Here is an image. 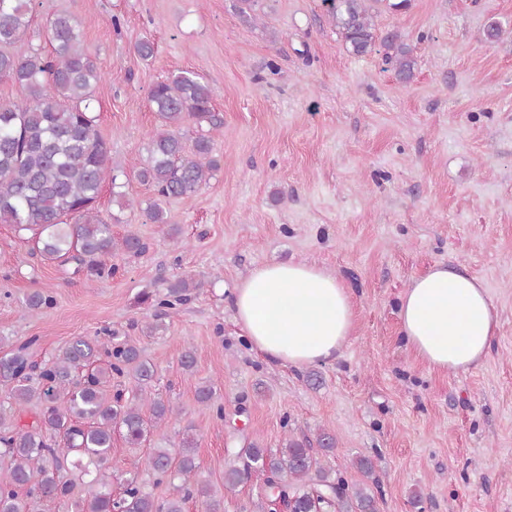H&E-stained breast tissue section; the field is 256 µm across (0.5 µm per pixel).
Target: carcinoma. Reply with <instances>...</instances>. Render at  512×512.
Returning a JSON list of instances; mask_svg holds the SVG:
<instances>
[{"instance_id": "carcinoma-1", "label": "carcinoma", "mask_w": 512, "mask_h": 512, "mask_svg": "<svg viewBox=\"0 0 512 512\" xmlns=\"http://www.w3.org/2000/svg\"><path fill=\"white\" fill-rule=\"evenodd\" d=\"M33 0H0V77L27 92L21 104H0V224L36 232L34 249L45 260L73 261L74 273L93 282L112 275V254L138 256L147 249L132 233L112 234V223L94 213L105 182L118 187L119 165L95 129L94 88L102 78L97 59L84 47L73 18L56 14L49 23L52 51L43 55L22 43L32 21ZM336 30L354 56L373 52L393 66L397 80L409 84L416 70L410 46L396 31L377 34L374 9L383 2L399 11L409 0H328ZM149 101L159 127L149 139L146 163L132 177L152 192L144 209L154 224L166 223L164 204L197 195L219 168L209 131L222 125L212 111L213 88L191 71L156 83ZM74 219L69 224L66 218ZM202 286L178 279L164 297L143 293L138 304L164 315ZM28 310L48 308L53 296L36 291ZM23 345L0 357V466L9 481L0 485V512H37L44 499L67 502L73 480L89 476L87 495L74 512H185L198 498L203 512H224V498L201 478L192 440L155 448L149 466L156 482L172 484L157 499L136 477L112 495V433L119 429L129 448H139L152 429L175 409L163 399H145L154 366L137 346L118 340L78 337L43 367L32 364ZM132 377L140 395L127 397L112 387V374ZM149 401L150 416L142 412ZM45 404L38 419L19 423L28 405ZM237 464L224 469V489L233 490L253 474L266 476L264 498L288 512H377L373 461L360 456L351 466L371 482L351 484L344 474L315 456L308 440L290 437L272 451L250 441L233 452Z\"/></svg>"}]
</instances>
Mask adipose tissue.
I'll return each instance as SVG.
<instances>
[{
  "label": "adipose tissue",
  "mask_w": 512,
  "mask_h": 512,
  "mask_svg": "<svg viewBox=\"0 0 512 512\" xmlns=\"http://www.w3.org/2000/svg\"><path fill=\"white\" fill-rule=\"evenodd\" d=\"M233 299L252 350L291 367L335 361L356 330L350 288L307 262L257 266L235 285ZM398 320L416 356L441 372L478 365L498 327L483 281L443 264L412 279Z\"/></svg>",
  "instance_id": "1"
}]
</instances>
